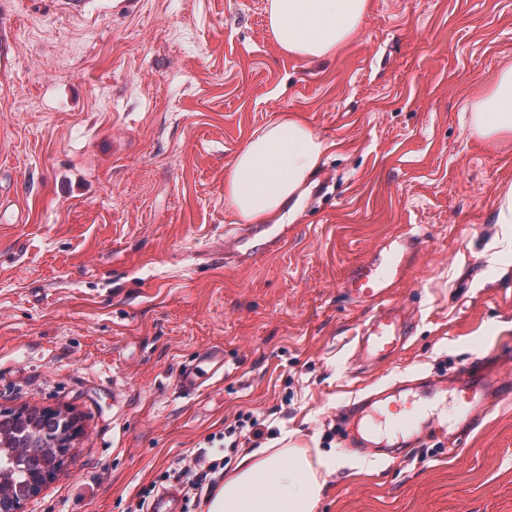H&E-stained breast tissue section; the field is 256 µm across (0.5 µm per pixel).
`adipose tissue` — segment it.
<instances>
[{"mask_svg":"<svg viewBox=\"0 0 512 512\" xmlns=\"http://www.w3.org/2000/svg\"><path fill=\"white\" fill-rule=\"evenodd\" d=\"M367 0H268V21L281 51L304 57L335 54L358 30ZM487 135L512 132V71L503 74L474 114ZM329 145L300 120L269 122L238 152L224 184L233 216L247 224L282 223ZM323 460L302 449L243 456L231 477L206 500V512H314L323 489Z\"/></svg>","mask_w":512,"mask_h":512,"instance_id":"obj_1","label":"adipose tissue"}]
</instances>
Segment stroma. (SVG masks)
<instances>
[{
	"mask_svg": "<svg viewBox=\"0 0 512 512\" xmlns=\"http://www.w3.org/2000/svg\"><path fill=\"white\" fill-rule=\"evenodd\" d=\"M268 0H0V405L70 413L73 456L25 512H140L239 413L229 453L301 448L330 468L315 512H512V396L462 440L397 457L346 448L336 413L408 374L500 352L512 378V133L472 114L512 69V0H368L336 54L281 52ZM329 142L271 232L224 179L270 120ZM424 238L395 302L402 350L354 355L371 311L342 285L389 238ZM239 236L235 250L227 235ZM222 347L195 395L181 369Z\"/></svg>",
	"mask_w": 512,
	"mask_h": 512,
	"instance_id": "stroma-1",
	"label": "stroma"
}]
</instances>
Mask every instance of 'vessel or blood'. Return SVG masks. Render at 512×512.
<instances>
[{"label":"vessel or blood","instance_id":"vessel-or-blood-1","mask_svg":"<svg viewBox=\"0 0 512 512\" xmlns=\"http://www.w3.org/2000/svg\"><path fill=\"white\" fill-rule=\"evenodd\" d=\"M422 245L419 235H396L379 248L376 258L356 265L343 283L351 299L372 311L356 346L357 354L366 361L385 360L406 342L410 323L392 306L390 297L402 281L410 257ZM451 390L455 400L446 417L437 412L443 403V390L433 383L365 393L342 405L339 417L350 425L351 446L361 454L374 453L388 443L401 449L414 448L430 436L456 443L498 402L512 395V380L502 381L487 370L485 357L477 356Z\"/></svg>","mask_w":512,"mask_h":512}]
</instances>
